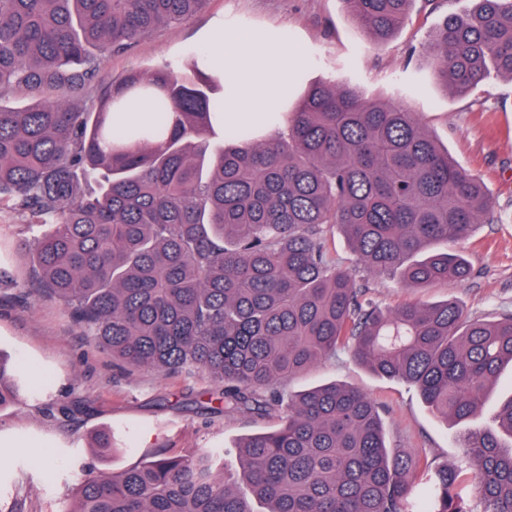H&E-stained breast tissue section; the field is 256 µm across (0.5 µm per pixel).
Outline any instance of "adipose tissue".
Listing matches in <instances>:
<instances>
[{
  "instance_id": "1",
  "label": "adipose tissue",
  "mask_w": 512,
  "mask_h": 512,
  "mask_svg": "<svg viewBox=\"0 0 512 512\" xmlns=\"http://www.w3.org/2000/svg\"><path fill=\"white\" fill-rule=\"evenodd\" d=\"M224 77V126L268 135L280 127L288 86L305 63L303 49H288L270 36L218 27L204 47Z\"/></svg>"
}]
</instances>
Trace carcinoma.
Segmentation results:
<instances>
[{"label":"carcinoma","mask_w":512,"mask_h":512,"mask_svg":"<svg viewBox=\"0 0 512 512\" xmlns=\"http://www.w3.org/2000/svg\"><path fill=\"white\" fill-rule=\"evenodd\" d=\"M208 0H0V208L42 229L40 291L112 360L200 376L210 414L283 411L278 428L224 450L160 451L110 476L83 471L65 512H512V397L501 431L470 428L512 365V314L486 321L455 302L382 308L360 272L414 288L463 282L444 246L495 220L482 183L441 150L406 106L331 81L312 84L260 141L224 134L207 60L167 63L101 83L106 54L127 52ZM412 0H343L377 42ZM427 47L457 91L488 65L512 78V0H474ZM47 91L24 107L21 91ZM83 96L74 108L68 97ZM149 104L143 128L112 107ZM339 230L356 256L336 262ZM341 349L412 385L465 425L462 464L388 453L378 407L342 384L286 396L279 384ZM27 389L0 353V409Z\"/></svg>","instance_id":"1"}]
</instances>
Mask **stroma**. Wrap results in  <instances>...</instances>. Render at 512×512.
I'll list each match as a JSON object with an SVG mask.
<instances>
[{
  "mask_svg": "<svg viewBox=\"0 0 512 512\" xmlns=\"http://www.w3.org/2000/svg\"><path fill=\"white\" fill-rule=\"evenodd\" d=\"M473 0H412L404 23L377 44L348 15L342 0H208L183 24L160 28L127 54L107 56L116 77L150 70L200 53L213 25L275 35L302 47L306 62L288 88L296 103L321 79L355 86L366 98L405 104L451 159L481 179L496 219L477 225L463 249L469 279L410 288L390 276H368V295L385 308L407 302L459 304L468 316L495 320L512 314V79L489 71L464 92L448 89L423 50L448 15H466ZM26 219L0 211V350L10 353L29 390L0 411V512H61L83 468L119 472L159 450L191 454L225 449L224 478L234 481V446L274 430L278 416L205 415L196 412L200 377L159 375L119 368L97 348L59 303L38 290ZM357 388L380 410L388 451L408 449L436 466L456 468L457 428L433 413L416 389L378 376L341 351L282 387L292 394L327 384ZM108 430L112 453L98 451L95 436Z\"/></svg>",
  "mask_w": 512,
  "mask_h": 512,
  "instance_id": "stroma-1",
  "label": "stroma"
}]
</instances>
